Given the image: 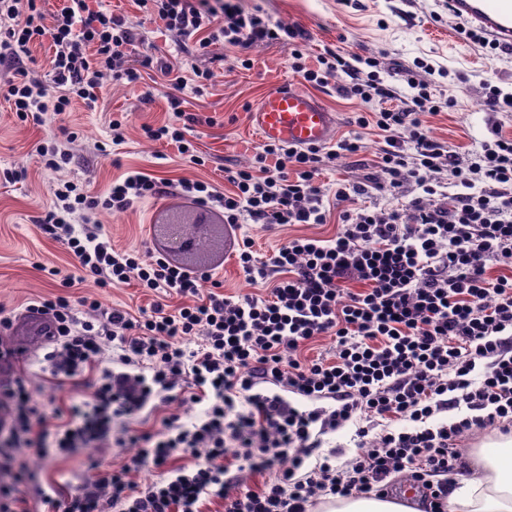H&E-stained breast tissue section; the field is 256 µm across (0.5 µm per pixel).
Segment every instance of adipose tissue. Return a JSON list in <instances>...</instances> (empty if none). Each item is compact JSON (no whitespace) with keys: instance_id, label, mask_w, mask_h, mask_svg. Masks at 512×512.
I'll list each match as a JSON object with an SVG mask.
<instances>
[{"instance_id":"1","label":"adipose tissue","mask_w":512,"mask_h":512,"mask_svg":"<svg viewBox=\"0 0 512 512\" xmlns=\"http://www.w3.org/2000/svg\"><path fill=\"white\" fill-rule=\"evenodd\" d=\"M447 499V512H512V439L490 442Z\"/></svg>"}]
</instances>
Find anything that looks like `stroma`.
<instances>
[{"mask_svg": "<svg viewBox=\"0 0 512 512\" xmlns=\"http://www.w3.org/2000/svg\"><path fill=\"white\" fill-rule=\"evenodd\" d=\"M246 9L261 6L275 23H296L307 30L306 52L317 56L330 49L344 58L352 55L374 56L380 61L379 75L387 85H395L391 73L396 64L421 58L433 66L456 73L457 81L437 78V91L452 97V107L426 121L432 135L460 154L479 149L491 140L493 130L512 135V112L486 111L484 82L512 90V53L490 50L461 40V20L448 12V0H354L345 6L341 0H238ZM107 8L124 13L134 32L144 38L155 58L179 64L182 57L171 38L154 32L144 24L137 0H103ZM288 52L278 45H263L250 53L251 66L243 68L233 50L216 48L214 57L198 58L202 67H212L216 79L207 93L190 97L187 112L199 122L194 140L207 163L197 166L182 159L177 150L165 144L145 140L142 124H161L171 119L163 81L144 78L141 83L123 86L104 78L100 100L95 107L74 104L69 115L76 139L68 148L73 155L67 174L93 192L104 191L113 177L126 169H136L159 179H200L218 190L229 187L224 171L248 164L260 140L250 123V111L267 92L281 85L301 88L299 77L287 62ZM126 117L124 144L111 143L109 123ZM53 114L41 122L18 123L8 104L0 100V169L24 168L26 180L16 184L0 182V316L21 313L27 302L38 296L58 293L64 276L73 274L70 258L63 247L43 234L32 218L51 203L50 187L56 173L38 169L34 149L41 142L58 141ZM359 162L338 159L325 163L321 180L332 184L345 179L363 180L372 172L379 149L376 134L362 139ZM187 202L176 194L136 203L123 213L101 212L99 220L109 231L114 245L135 249L149 257L163 253L157 235L158 224L174 213L187 209ZM335 224H287L265 231L255 224L242 225L240 237L253 241L263 253L294 235H334ZM225 294L234 296L261 293L239 269L234 250L228 247L211 253L203 264ZM120 448H85L74 455L44 460L32 457L41 469V478L54 482L62 495H78L92 478L89 460L103 458L118 461Z\"/></svg>", "mask_w": 512, "mask_h": 512, "instance_id": "obj_1", "label": "stroma"}]
</instances>
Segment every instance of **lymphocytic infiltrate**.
<instances>
[{
	"mask_svg": "<svg viewBox=\"0 0 512 512\" xmlns=\"http://www.w3.org/2000/svg\"><path fill=\"white\" fill-rule=\"evenodd\" d=\"M90 2L65 0L49 18L44 0H0V67L10 73L0 97L19 121L63 116L76 101L94 107L105 76L135 84L153 69L171 88L172 119L141 131L201 166L189 136L197 118L183 94L203 96L214 72L197 57L221 46L246 66L250 51L272 44L287 49L304 82L335 83L361 110L335 148L262 145L251 164L226 170L227 192L129 170L92 195L65 177L69 150L37 145L38 166L57 179L51 205L34 222L65 245L79 275L29 309L54 328L42 358L48 382L61 387L79 377L86 391L50 418L26 370L0 387L9 445L0 449V470L35 486L50 512H202L213 496L224 512H313L327 496L389 497L397 477L417 488L426 512H445L449 480L466 468L464 442L487 430L512 434V136L496 134L465 160L425 122L443 107L433 66L420 59L401 66L403 94L383 84L374 57L357 66L328 50L308 63L304 28L271 23L237 0H138L146 22L184 54L177 66L137 54L125 17ZM46 39L53 55L41 76L26 60ZM367 127L381 139L375 173L326 187L324 160L358 156ZM444 170L448 192L432 179ZM410 181L418 192L405 201ZM171 193L221 210L228 224L269 230L334 216L338 229L328 239L293 236L265 253L241 239L240 269L270 292L234 298L209 272L116 248L96 218ZM378 194L394 206H367ZM492 263L510 275L488 277ZM86 282L103 290L133 283L155 299L133 313L77 293ZM175 295L186 303L172 310L166 300ZM322 336L333 354L307 359ZM107 340L114 353L105 352ZM176 401L201 412L189 422L169 414L156 431L139 428L144 414ZM350 424L360 448L340 464L322 438ZM112 446L127 449L121 464L91 461L93 480L71 498L42 482L28 459L50 448ZM177 457L191 466H173ZM145 470L159 480L135 489L131 474ZM246 472L263 476L262 485H246Z\"/></svg>",
	"mask_w": 512,
	"mask_h": 512,
	"instance_id": "lymphocytic-infiltrate-1",
	"label": "lymphocytic infiltrate"
}]
</instances>
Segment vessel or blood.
Masks as SVG:
<instances>
[{
  "mask_svg": "<svg viewBox=\"0 0 512 512\" xmlns=\"http://www.w3.org/2000/svg\"><path fill=\"white\" fill-rule=\"evenodd\" d=\"M448 10L512 51V0H448ZM251 122L262 141L296 147L328 144L336 126L335 116L317 97L288 86L263 96L251 111ZM9 332L25 336V346L32 350L47 343L50 328L43 316L26 312L11 323Z\"/></svg>",
  "mask_w": 512,
  "mask_h": 512,
  "instance_id": "1",
  "label": "vessel or blood"
}]
</instances>
